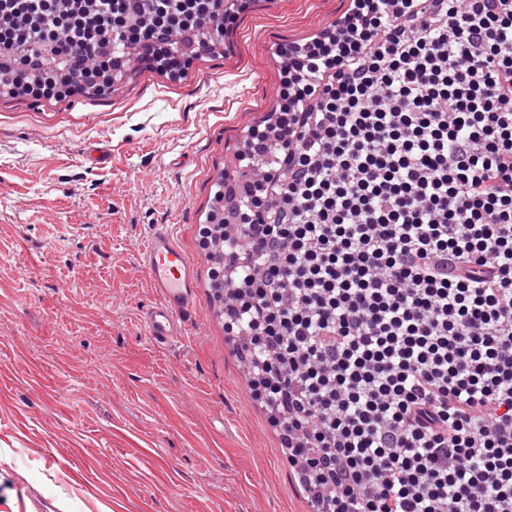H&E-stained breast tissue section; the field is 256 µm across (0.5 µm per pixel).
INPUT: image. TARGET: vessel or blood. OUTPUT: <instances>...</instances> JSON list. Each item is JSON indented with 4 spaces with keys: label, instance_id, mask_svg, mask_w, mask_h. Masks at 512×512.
Returning <instances> with one entry per match:
<instances>
[{
    "label": "vessel or blood",
    "instance_id": "vessel-or-blood-1",
    "mask_svg": "<svg viewBox=\"0 0 512 512\" xmlns=\"http://www.w3.org/2000/svg\"><path fill=\"white\" fill-rule=\"evenodd\" d=\"M141 265L155 294L142 317L146 336L164 344L184 335L187 318L199 295L196 263L166 225H155L149 234Z\"/></svg>",
    "mask_w": 512,
    "mask_h": 512
}]
</instances>
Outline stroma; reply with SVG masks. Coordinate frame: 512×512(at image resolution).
Instances as JSON below:
<instances>
[{
	"label": "stroma",
	"instance_id": "35a3bbf8",
	"mask_svg": "<svg viewBox=\"0 0 512 512\" xmlns=\"http://www.w3.org/2000/svg\"><path fill=\"white\" fill-rule=\"evenodd\" d=\"M347 0H248L184 76L0 98V512H307L216 320L198 228L215 174L278 108L281 43ZM112 159L90 166L89 142ZM167 225L201 283L185 336L144 334L140 255Z\"/></svg>",
	"mask_w": 512,
	"mask_h": 512
}]
</instances>
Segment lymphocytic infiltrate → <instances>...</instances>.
I'll list each match as a JSON object with an SVG mask.
<instances>
[{"mask_svg": "<svg viewBox=\"0 0 512 512\" xmlns=\"http://www.w3.org/2000/svg\"><path fill=\"white\" fill-rule=\"evenodd\" d=\"M224 0H0L13 94L183 75ZM213 270L309 512H512V0H351L289 47Z\"/></svg>", "mask_w": 512, "mask_h": 512, "instance_id": "lymphocytic-infiltrate-1", "label": "lymphocytic infiltrate"}]
</instances>
